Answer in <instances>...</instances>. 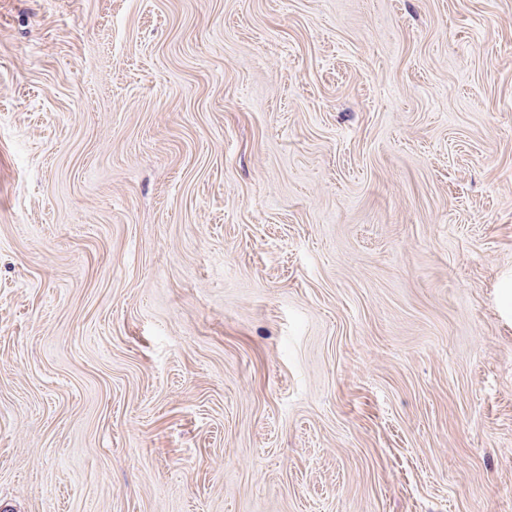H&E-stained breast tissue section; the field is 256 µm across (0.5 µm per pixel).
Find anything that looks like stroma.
Wrapping results in <instances>:
<instances>
[{"mask_svg":"<svg viewBox=\"0 0 512 512\" xmlns=\"http://www.w3.org/2000/svg\"><path fill=\"white\" fill-rule=\"evenodd\" d=\"M0 512H512V0H0Z\"/></svg>","mask_w":512,"mask_h":512,"instance_id":"obj_1","label":"stroma"}]
</instances>
